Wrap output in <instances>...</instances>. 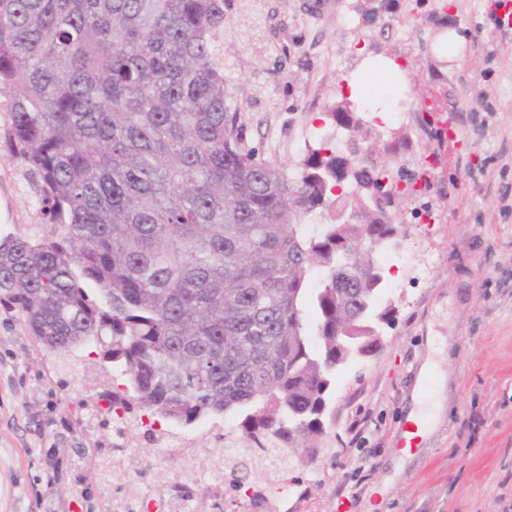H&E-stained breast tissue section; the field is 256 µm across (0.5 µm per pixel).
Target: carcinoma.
I'll use <instances>...</instances> for the list:
<instances>
[{
	"mask_svg": "<svg viewBox=\"0 0 512 512\" xmlns=\"http://www.w3.org/2000/svg\"><path fill=\"white\" fill-rule=\"evenodd\" d=\"M255 14V0H0V148L43 220L0 238V305L67 365L94 349L112 384L93 417L128 437L239 420L247 451L211 464L237 490L276 482L282 448L314 457L337 367L378 347L393 309L356 257L395 235L403 179L362 150L347 101L331 116L358 138L312 151L296 178L245 145L224 34ZM319 207L332 222L309 233ZM120 452L100 449L94 475L131 490Z\"/></svg>",
	"mask_w": 512,
	"mask_h": 512,
	"instance_id": "obj_1",
	"label": "carcinoma"
}]
</instances>
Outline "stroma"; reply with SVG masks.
<instances>
[{"instance_id": "1", "label": "stroma", "mask_w": 512, "mask_h": 512, "mask_svg": "<svg viewBox=\"0 0 512 512\" xmlns=\"http://www.w3.org/2000/svg\"><path fill=\"white\" fill-rule=\"evenodd\" d=\"M459 25L469 32L464 57L443 60L432 40ZM376 55L401 64L408 90L391 96L387 119L361 116L379 159L422 183L420 197L395 207L398 243L378 258L393 322L373 355L337 371L315 460L290 456L288 488L267 506L225 491L224 512H512V29L496 30L494 0H263L224 60L248 147L296 177L309 150L345 146L330 112L344 81ZM445 120L457 141L442 138ZM399 133L405 145L388 156ZM24 173L0 151V238L42 222ZM427 209L435 221L425 227ZM428 359L432 387L417 401ZM97 388L95 369L66 370L0 306V512H69L79 488L92 512H112L114 492L91 469L112 429L88 425L82 407ZM437 400L434 429L403 448L410 412ZM50 414L67 417L70 433L38 438ZM219 424L240 442L234 419ZM219 424L182 431L200 468ZM51 453L74 461L81 484L34 494Z\"/></svg>"}]
</instances>
